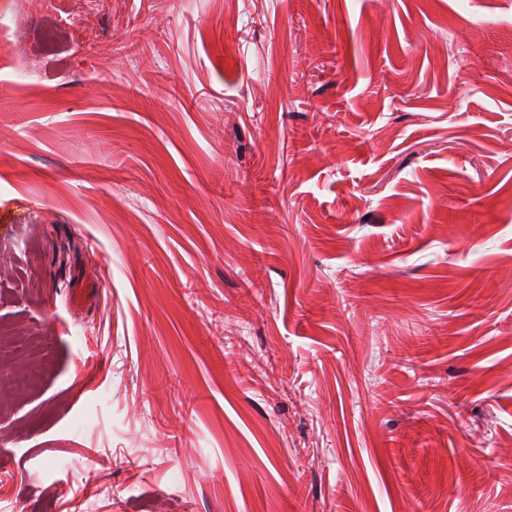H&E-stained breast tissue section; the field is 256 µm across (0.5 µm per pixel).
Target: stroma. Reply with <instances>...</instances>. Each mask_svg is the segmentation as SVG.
<instances>
[{
  "mask_svg": "<svg viewBox=\"0 0 512 512\" xmlns=\"http://www.w3.org/2000/svg\"><path fill=\"white\" fill-rule=\"evenodd\" d=\"M8 7L0 512H512V0Z\"/></svg>",
  "mask_w": 512,
  "mask_h": 512,
  "instance_id": "1",
  "label": "stroma"
}]
</instances>
